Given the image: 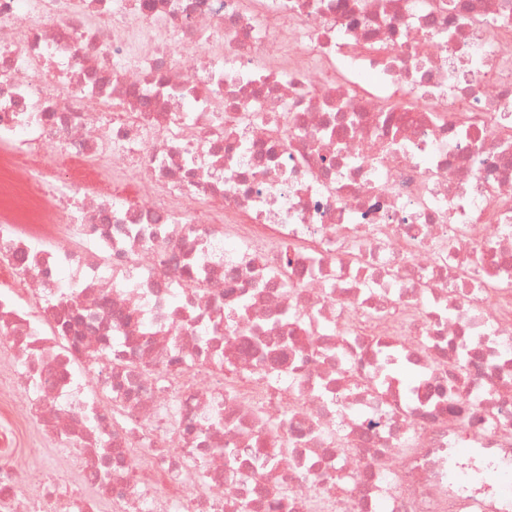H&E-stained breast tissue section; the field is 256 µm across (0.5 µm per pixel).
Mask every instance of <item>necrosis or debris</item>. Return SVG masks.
Listing matches in <instances>:
<instances>
[{"label": "necrosis or debris", "instance_id": "necrosis-or-debris-1", "mask_svg": "<svg viewBox=\"0 0 512 512\" xmlns=\"http://www.w3.org/2000/svg\"><path fill=\"white\" fill-rule=\"evenodd\" d=\"M1 365L0 512H512V0H0ZM15 448H18L16 458L19 463L26 470L35 471L49 455L51 444L43 436L40 425L30 422L18 427Z\"/></svg>", "mask_w": 512, "mask_h": 512}]
</instances>
